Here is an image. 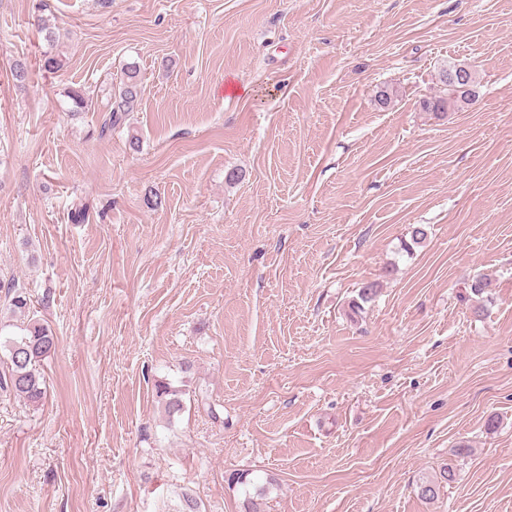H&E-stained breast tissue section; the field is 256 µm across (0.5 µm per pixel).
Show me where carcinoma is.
I'll use <instances>...</instances> for the list:
<instances>
[{"label": "carcinoma", "instance_id": "1", "mask_svg": "<svg viewBox=\"0 0 512 512\" xmlns=\"http://www.w3.org/2000/svg\"><path fill=\"white\" fill-rule=\"evenodd\" d=\"M470 90L456 99L440 97L434 101L423 102V108L436 112L447 113L463 109L472 103L475 92L472 87L475 85V73H468ZM141 96V79L139 70L133 63L126 65L123 69L118 85L113 90L109 115L105 118L101 131L106 132L112 127L120 124L122 119L134 111ZM56 342L52 331L38 321H29L22 333L12 339L8 348V356L3 365L0 366V390L13 394L31 404H37L45 396L44 382L38 370L40 363L45 360L51 352L55 351ZM156 395L164 406L169 417L179 415L183 408V392L172 389L167 383L156 385ZM456 479L453 465L444 466L439 472V477L426 480L418 486V494L424 500H433L438 497L440 488L451 485ZM227 481L232 486H240L244 489L246 498L245 512H258L257 503L250 496L249 488H258V491H265V486H259L250 477L246 470H239L229 474Z\"/></svg>", "mask_w": 512, "mask_h": 512}]
</instances>
